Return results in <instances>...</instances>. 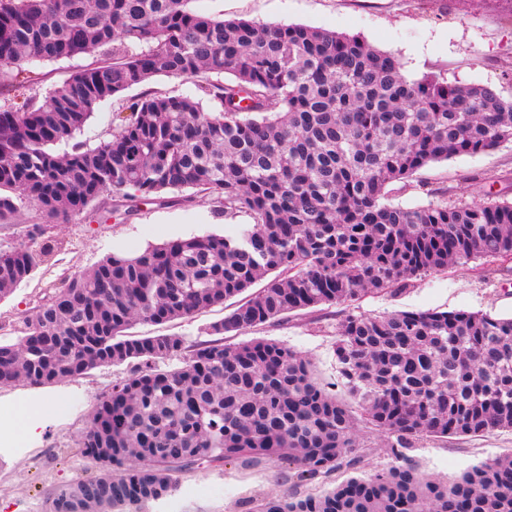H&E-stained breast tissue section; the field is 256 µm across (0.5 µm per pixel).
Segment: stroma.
<instances>
[{
    "label": "stroma",
    "instance_id": "35a3bbf8",
    "mask_svg": "<svg viewBox=\"0 0 512 512\" xmlns=\"http://www.w3.org/2000/svg\"><path fill=\"white\" fill-rule=\"evenodd\" d=\"M194 12L224 19L267 24H299L358 35L379 49L393 52L407 77L441 74L452 82L482 84L512 102V0H192ZM140 87L102 102L78 135L93 146L112 133V113L132 102ZM494 195L512 201V144L474 156L429 164L405 184L389 186L388 204L417 208L443 202H479ZM245 214L219 216L211 201L196 197L170 207L137 204L122 219L94 207L69 223L50 225L46 239L62 248L0 300V339L19 336L22 318L67 277L92 270L104 257L132 255L148 246L193 235L236 236ZM381 316L393 311L482 312L512 316V263L493 258L457 263L448 272L431 274L397 294H368L355 306L322 305L289 312L243 333V340L264 338L285 344L311 358L323 381L336 379L333 352L336 328L349 311ZM228 307H215L191 319L159 326L136 323L131 335L152 331L183 337L187 344L206 340V328L223 320ZM128 365L102 366L88 374L42 387L18 383L0 387V405L20 403L38 409L45 421L40 437L24 446L0 449V512H46V498L55 485L87 475L89 466L75 441L88 424L97 401L107 394ZM512 453V432L481 437L423 439L409 456L424 474L453 477L479 462ZM289 469L244 470L229 463L200 466L181 477V489L200 495L186 512H246L245 500L283 489Z\"/></svg>",
    "mask_w": 512,
    "mask_h": 512
}]
</instances>
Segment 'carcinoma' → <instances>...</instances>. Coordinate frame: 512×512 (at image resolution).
Masks as SVG:
<instances>
[{
	"label": "carcinoma",
	"mask_w": 512,
	"mask_h": 512,
	"mask_svg": "<svg viewBox=\"0 0 512 512\" xmlns=\"http://www.w3.org/2000/svg\"><path fill=\"white\" fill-rule=\"evenodd\" d=\"M189 3L0 0V92L38 80L34 63L93 56L43 102L0 107L1 224L27 203L39 216L34 240L107 191L164 206L186 189L253 220L236 237L112 254L25 315L16 342H0V387L132 364L78 436L94 473L52 488L48 512L79 492L81 512H151L184 471L227 462L288 464L289 486L258 512H512L511 457L448 480L407 455L424 436L512 430V317L347 315L333 342L346 401L289 347L219 340L284 313L397 292L462 260L512 255V202H383L388 185L431 162L512 143V103L486 85L409 79L394 54L358 35L226 20ZM158 74L193 81L195 93L147 88ZM134 86L144 91L115 112L109 138L75 141L102 101ZM62 143L70 151L55 153ZM55 249L0 247V299ZM244 293L209 326L210 341L126 334ZM174 358L182 365L163 367ZM362 426L387 438L393 458L370 475Z\"/></svg>",
	"instance_id": "obj_1"
}]
</instances>
